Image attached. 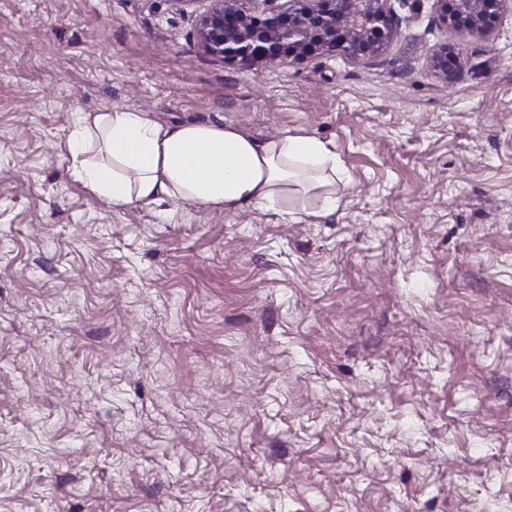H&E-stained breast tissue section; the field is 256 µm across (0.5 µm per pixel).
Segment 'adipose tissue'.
<instances>
[{"label": "adipose tissue", "mask_w": 512, "mask_h": 512, "mask_svg": "<svg viewBox=\"0 0 512 512\" xmlns=\"http://www.w3.org/2000/svg\"><path fill=\"white\" fill-rule=\"evenodd\" d=\"M66 149L74 180L115 207L253 206L302 221L338 203L336 156L315 137L258 140L231 124L160 122L112 109L78 113Z\"/></svg>", "instance_id": "obj_1"}]
</instances>
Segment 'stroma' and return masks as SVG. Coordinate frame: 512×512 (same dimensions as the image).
<instances>
[{"instance_id":"35a3bbf8","label":"stroma","mask_w":512,"mask_h":512,"mask_svg":"<svg viewBox=\"0 0 512 512\" xmlns=\"http://www.w3.org/2000/svg\"><path fill=\"white\" fill-rule=\"evenodd\" d=\"M392 7L250 67L169 0H0V512H512V13ZM115 107L318 137L338 205L112 206L64 144ZM436 19L446 29H465L473 33L490 34L511 0H433Z\"/></svg>"}]
</instances>
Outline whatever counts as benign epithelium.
Listing matches in <instances>:
<instances>
[{
	"instance_id": "7a95c632",
	"label": "benign epithelium",
	"mask_w": 512,
	"mask_h": 512,
	"mask_svg": "<svg viewBox=\"0 0 512 512\" xmlns=\"http://www.w3.org/2000/svg\"><path fill=\"white\" fill-rule=\"evenodd\" d=\"M512 0H434L445 28L487 35ZM195 16V38L204 52L226 61L274 65L311 55L373 56L397 37L400 19L391 0H206ZM444 43L432 67L448 77Z\"/></svg>"
}]
</instances>
